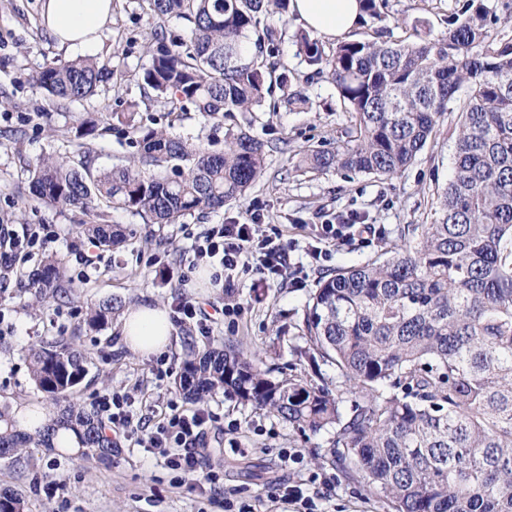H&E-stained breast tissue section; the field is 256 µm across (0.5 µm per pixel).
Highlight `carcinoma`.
Segmentation results:
<instances>
[{"label":"carcinoma","instance_id":"obj_1","mask_svg":"<svg viewBox=\"0 0 512 512\" xmlns=\"http://www.w3.org/2000/svg\"><path fill=\"white\" fill-rule=\"evenodd\" d=\"M155 18L192 24L190 45L165 30L148 46L142 79L191 108L224 120L260 109L269 93L258 63L275 54V33L261 26L289 0H147ZM484 0H469L440 37L407 43L341 41L331 50L303 30L298 54L327 75L348 113L347 141L334 150L307 147L296 170L331 169L391 180L436 136L461 88L452 177L437 190L431 224H409L383 241L374 259L321 278L298 330L313 365L336 367V389L273 370L233 343L185 359L179 387L197 401L222 391L292 427L331 435L332 463L365 483L394 512H512V40L491 34ZM258 51L243 55V43ZM112 74L95 58L45 66L35 82L57 106L91 98ZM138 163L94 167L43 156L29 195L55 208L79 207L88 221L77 236L110 249L123 242L106 223L111 209L173 224L243 199L265 169L266 144L227 127L224 152L151 127L131 126ZM0 216V249L24 242ZM23 275L0 263V289ZM72 280L61 259L45 257L27 289L32 299L61 301ZM112 302L90 308L86 324L103 327ZM37 389L55 411L46 430L19 432L0 410V449L17 454L51 447L73 429L89 454L112 456V437L74 397L86 357L56 341L29 349ZM353 397L350 413L343 395Z\"/></svg>","mask_w":512,"mask_h":512}]
</instances>
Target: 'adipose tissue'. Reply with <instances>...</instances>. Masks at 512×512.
Here are the masks:
<instances>
[{"label":"adipose tissue","instance_id":"1","mask_svg":"<svg viewBox=\"0 0 512 512\" xmlns=\"http://www.w3.org/2000/svg\"><path fill=\"white\" fill-rule=\"evenodd\" d=\"M289 9L310 33L334 38L350 32L363 10L359 0H290ZM112 15V0H45L44 22L57 42L75 52L93 50ZM121 336L132 353L150 357L167 350L173 336L168 310L139 304L122 316Z\"/></svg>","mask_w":512,"mask_h":512}]
</instances>
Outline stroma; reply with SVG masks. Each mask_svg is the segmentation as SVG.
Masks as SVG:
<instances>
[{"mask_svg": "<svg viewBox=\"0 0 512 512\" xmlns=\"http://www.w3.org/2000/svg\"><path fill=\"white\" fill-rule=\"evenodd\" d=\"M466 0H387L382 19L363 18L349 37L360 41H410L417 20L427 22V32L446 33L448 22L460 14ZM280 35L274 57L277 66L295 72L296 87L307 102L293 108L282 104L283 92L273 88L267 102L276 111L252 113L251 132L275 143L268 152L266 171L246 199L223 209L206 210L174 224H144L126 210L110 211L108 221L127 235L121 248L99 250L96 265L78 262L75 226L85 215L78 208L58 209L28 201L29 171L42 156L79 161L81 148H89L97 167L130 164L138 158L131 124L113 122L103 136L80 143L76 130L88 113H129L133 124L166 130L181 139L202 140L212 150L224 148V128L194 111L176 112L141 77L149 58L147 43L158 27L147 0H115L112 20L103 31L94 56L108 64L113 77L90 100L67 107L54 106L32 80L49 64L74 60L62 48L41 16V0H0V215L13 216L18 233L47 229L50 242L26 246L25 271L36 269L42 256H61L74 283L66 303L33 300L23 285L0 291V408L50 407L31 377L28 349L43 341L74 342L87 356V374L76 388L83 405L100 395L128 394L134 416L154 424L156 416L144 406L147 394L177 397L178 371L189 351L239 344L272 368L292 375L308 365L302 357L304 342L296 328L322 276L339 267L363 264L377 254V240L357 236L327 256L312 262L316 245L314 227L335 222L337 216L355 213L366 223L381 226L386 238H397L407 224H428L434 217L432 201L437 188L451 176L454 143L448 134L455 123L447 117L443 129L430 140L416 160L396 178L350 177L328 171L300 174L297 153L308 146L331 149L345 140L347 114L327 78L313 76L296 54L294 36L300 26L293 17H271ZM234 222L261 224L278 229L280 241L291 249L287 272L258 276L236 272L230 282L200 287L196 270L212 267L208 257L195 254V242L207 229ZM300 287H292V279ZM117 298L123 308L141 303L176 310L185 300L201 306L212 317L210 336L196 325L175 324L165 356L174 367L156 379V358L130 353L120 334L119 318L91 330L85 319L91 304ZM239 305L237 315H223L224 305ZM221 417L222 429L209 430L208 456L203 470L218 469L221 495L208 500L190 488L180 472L132 441L121 440L112 459L102 462L78 451L30 447L0 458V492L22 498L25 512H224L225 501L252 506L255 512H281L268 496L276 482L288 481L318 491L320 512H393L389 503L362 485L345 479L330 460L327 433L303 434L288 422L264 410L218 392L204 403ZM239 426L242 453H232L225 428ZM298 460L283 465V453ZM64 476L65 490L45 493L50 477Z\"/></svg>", "mask_w": 512, "mask_h": 512, "instance_id": "stroma-1", "label": "stroma"}]
</instances>
